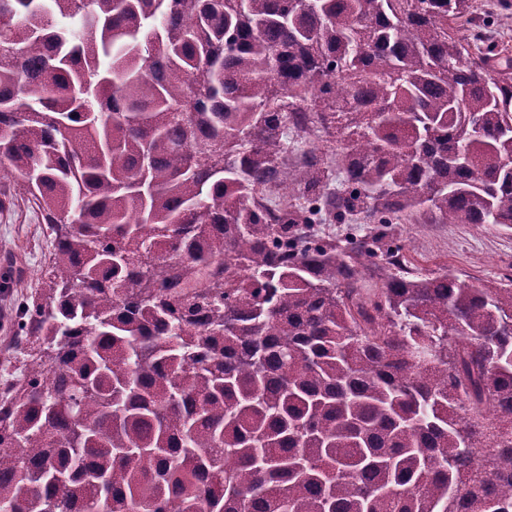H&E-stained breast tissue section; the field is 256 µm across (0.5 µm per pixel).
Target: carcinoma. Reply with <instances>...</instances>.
<instances>
[{
    "label": "carcinoma",
    "instance_id": "obj_1",
    "mask_svg": "<svg viewBox=\"0 0 512 512\" xmlns=\"http://www.w3.org/2000/svg\"><path fill=\"white\" fill-rule=\"evenodd\" d=\"M315 123L340 193L288 171ZM509 159L471 0H0V184L53 234L0 512H512V284L383 244L512 224ZM314 128L315 129L309 133L308 139L302 143L295 142L291 137L290 129L288 130V145L291 144L292 146L294 144L295 148L298 146L299 150L290 154L288 153V156L291 154L300 155L302 150H310L323 156L324 161L330 169L333 170V176L327 182V191L336 193L342 189L339 177L336 178V146L340 136L337 135L335 129H331L330 133H328L320 127ZM372 224H314L313 231L316 236L331 239L336 243L344 245L346 236L364 237L369 234ZM352 234V235H351Z\"/></svg>",
    "mask_w": 512,
    "mask_h": 512
}]
</instances>
